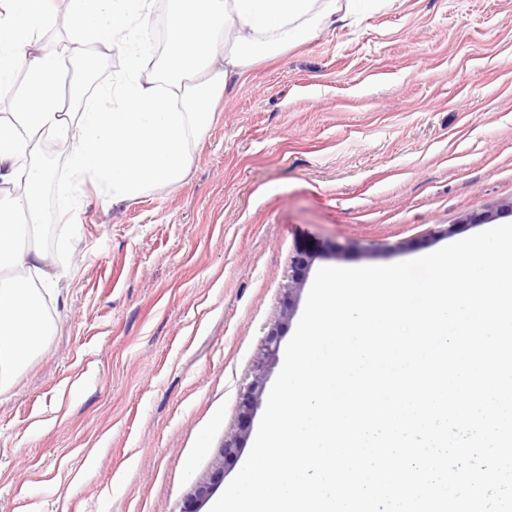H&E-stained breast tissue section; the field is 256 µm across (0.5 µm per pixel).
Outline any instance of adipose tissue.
<instances>
[{
	"label": "adipose tissue",
	"instance_id": "adipose-tissue-1",
	"mask_svg": "<svg viewBox=\"0 0 512 512\" xmlns=\"http://www.w3.org/2000/svg\"><path fill=\"white\" fill-rule=\"evenodd\" d=\"M156 0H68L71 39L117 48L124 72L63 110L61 52L40 43L54 20L52 0H0V95L13 96L0 118V394L53 329L44 295L62 278L37 243L48 171L43 142L67 157L71 182L92 179L113 201L181 182L191 145L209 129L212 107L271 51L346 23L317 0H171L166 68L145 77ZM20 193H10L14 184Z\"/></svg>",
	"mask_w": 512,
	"mask_h": 512
}]
</instances>
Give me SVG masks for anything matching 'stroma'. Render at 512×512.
<instances>
[{
	"label": "stroma",
	"instance_id": "35a3bbf8",
	"mask_svg": "<svg viewBox=\"0 0 512 512\" xmlns=\"http://www.w3.org/2000/svg\"><path fill=\"white\" fill-rule=\"evenodd\" d=\"M43 45L70 40L66 0ZM55 331L0 396V512H181L238 430L297 248L387 266L512 222V0H384L254 65L189 175L113 203L59 186ZM80 231H72V224Z\"/></svg>",
	"mask_w": 512,
	"mask_h": 512
}]
</instances>
